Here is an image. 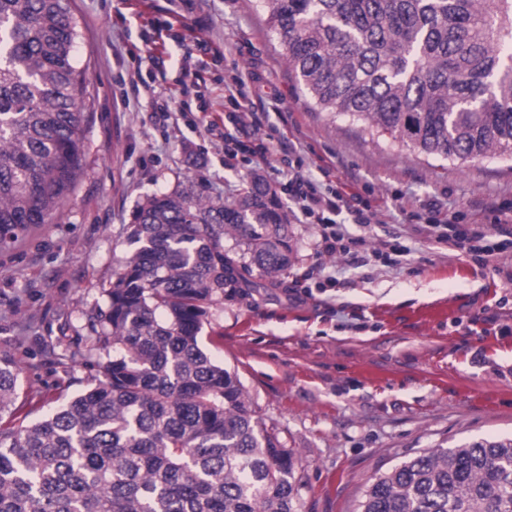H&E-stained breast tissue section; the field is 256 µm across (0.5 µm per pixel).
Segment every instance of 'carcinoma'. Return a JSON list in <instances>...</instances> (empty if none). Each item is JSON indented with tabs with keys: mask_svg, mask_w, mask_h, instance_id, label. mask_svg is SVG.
<instances>
[{
	"mask_svg": "<svg viewBox=\"0 0 512 512\" xmlns=\"http://www.w3.org/2000/svg\"><path fill=\"white\" fill-rule=\"evenodd\" d=\"M314 107L427 156L512 158V0H256ZM68 0H0V242L49 223L83 171L87 81ZM178 184L133 215L138 248L67 359L87 388L0 422V512H296L302 484L236 372L204 349L209 306L292 263L258 178L230 204ZM242 238L239 262L224 235ZM18 372L0 354V415ZM355 512H512V437L428 448L374 476Z\"/></svg>",
	"mask_w": 512,
	"mask_h": 512,
	"instance_id": "1",
	"label": "carcinoma"
}]
</instances>
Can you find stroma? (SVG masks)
Returning <instances> with one entry per match:
<instances>
[{
    "label": "stroma",
    "mask_w": 512,
    "mask_h": 512,
    "mask_svg": "<svg viewBox=\"0 0 512 512\" xmlns=\"http://www.w3.org/2000/svg\"><path fill=\"white\" fill-rule=\"evenodd\" d=\"M69 4L73 64L89 80L85 175L51 223L0 244V352L17 363L16 405L28 421L85 389L89 366L58 365L42 350L73 349L86 335L136 249L129 234L143 199L193 181L230 203L256 172L247 161L225 167L201 120V105L223 112L235 70L259 75L261 132L301 147L304 173L326 164L371 191L385 221L351 225L353 237L369 249L398 247L361 267L318 254L316 225L290 221L296 262L281 287L225 289L203 325L207 351L237 372L258 417L292 452L303 477L298 512H355L376 474L424 449L512 435V235L484 225L489 208L512 205L511 159L426 156L315 110L255 0H179L181 18L162 43L138 0ZM197 19L224 58L186 91ZM132 79L155 88L170 119L127 95ZM431 202L487 228L499 251L481 261L416 232L407 215ZM423 309L430 318H417Z\"/></svg>",
    "instance_id": "35a3bbf8"
}]
</instances>
